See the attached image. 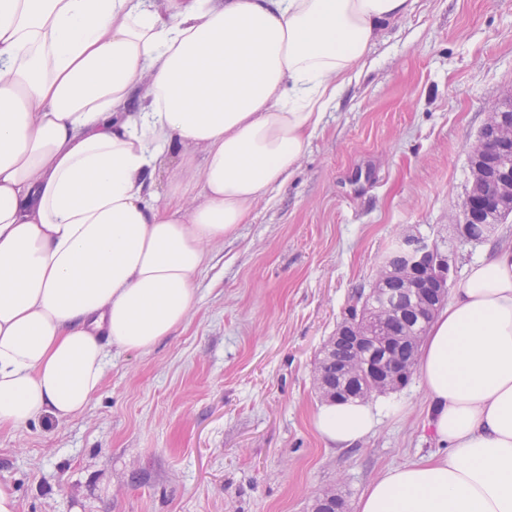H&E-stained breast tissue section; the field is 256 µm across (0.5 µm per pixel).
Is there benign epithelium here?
Listing matches in <instances>:
<instances>
[{
	"mask_svg": "<svg viewBox=\"0 0 512 512\" xmlns=\"http://www.w3.org/2000/svg\"><path fill=\"white\" fill-rule=\"evenodd\" d=\"M511 126L512 112L502 110L500 105L495 106L479 133V139L494 143L495 149L491 152H469L470 187L462 205L464 221L456 225L463 239L466 238V225L478 221L486 225L491 235L495 233L496 226L503 223V218L512 213V169L501 163L504 156L512 154V138L505 135V130ZM450 268L446 253L426 239L411 235L401 237L390 258L380 263L382 279L393 275L399 278L411 309L418 321L425 325L448 303ZM380 280H375V283H380ZM401 316V311L389 306L376 316L366 315L355 323L341 326L337 335L355 337L358 354H364L374 341L382 343L385 353L376 359H366L362 365L344 367L337 383L315 372L316 388L326 390L333 399L345 401L361 396V392L349 387V382L358 383L364 376L371 388L381 392L398 388L404 375L412 373L415 368L411 361L402 372L397 373L394 369V349L400 338L395 336L393 324ZM312 506L313 512H344V499L338 494L322 492L314 497Z\"/></svg>",
	"mask_w": 512,
	"mask_h": 512,
	"instance_id": "obj_1",
	"label": "benign epithelium"
}]
</instances>
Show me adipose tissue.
Instances as JSON below:
<instances>
[{
    "instance_id": "obj_1",
    "label": "adipose tissue",
    "mask_w": 512,
    "mask_h": 512,
    "mask_svg": "<svg viewBox=\"0 0 512 512\" xmlns=\"http://www.w3.org/2000/svg\"><path fill=\"white\" fill-rule=\"evenodd\" d=\"M409 7L0 0V425L82 414L109 347L146 352L187 321L213 250L296 174ZM418 366L436 450L358 512H512V244L452 289ZM313 423L349 448L378 413L325 402Z\"/></svg>"
}]
</instances>
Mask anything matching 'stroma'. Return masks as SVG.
<instances>
[{
    "label": "stroma",
    "instance_id": "stroma-1",
    "mask_svg": "<svg viewBox=\"0 0 512 512\" xmlns=\"http://www.w3.org/2000/svg\"><path fill=\"white\" fill-rule=\"evenodd\" d=\"M512 100V0H413L326 112L295 176L225 239L187 322L152 350L111 349L65 422L0 428L17 512H308L433 448L419 375L371 403L375 433L325 447L316 360L384 254L436 243L458 285L485 244L461 241L468 148Z\"/></svg>",
    "mask_w": 512,
    "mask_h": 512
}]
</instances>
